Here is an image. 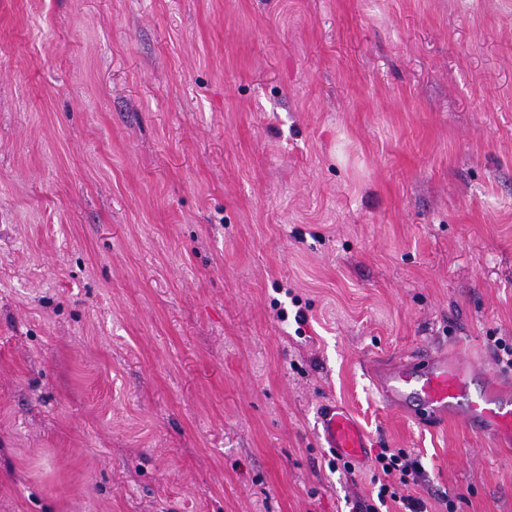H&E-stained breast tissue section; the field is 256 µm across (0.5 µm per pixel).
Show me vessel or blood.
<instances>
[{"label":"vessel or blood","mask_w":512,"mask_h":512,"mask_svg":"<svg viewBox=\"0 0 512 512\" xmlns=\"http://www.w3.org/2000/svg\"><path fill=\"white\" fill-rule=\"evenodd\" d=\"M370 376L382 402L419 425L456 417L471 430L512 443V380L455 352L438 350L377 362ZM318 423L327 448L363 461L368 435L344 407L326 405Z\"/></svg>","instance_id":"vessel-or-blood-1"}]
</instances>
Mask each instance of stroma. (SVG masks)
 <instances>
[{"label": "stroma", "mask_w": 512, "mask_h": 512, "mask_svg": "<svg viewBox=\"0 0 512 512\" xmlns=\"http://www.w3.org/2000/svg\"><path fill=\"white\" fill-rule=\"evenodd\" d=\"M493 336L512 0H0V512H350L380 444L390 512H512V446L367 374ZM318 423L326 448L342 458L363 462L368 444V434L352 414L338 405H324L318 413ZM375 462L380 467L385 476L384 480L378 478L380 482L377 492V500L381 506L387 507L388 499L394 503L402 502L408 506L418 500L410 494H404L408 491L410 484H417L420 474L418 460L411 457L403 450L396 448H380L375 456ZM388 482V483H386Z\"/></svg>", "instance_id": "obj_1"}]
</instances>
